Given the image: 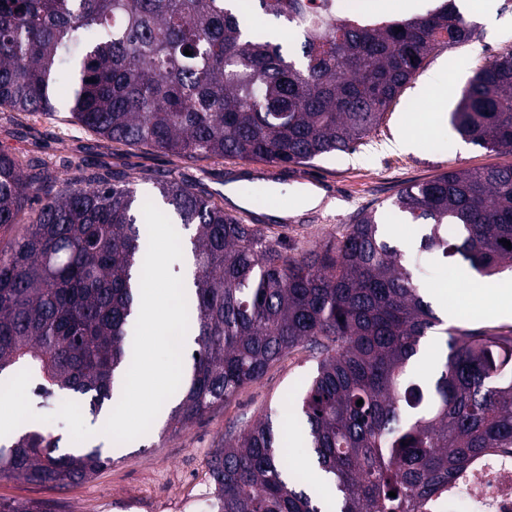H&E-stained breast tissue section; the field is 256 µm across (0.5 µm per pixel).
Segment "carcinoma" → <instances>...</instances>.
<instances>
[{
  "instance_id": "carcinoma-1",
  "label": "carcinoma",
  "mask_w": 512,
  "mask_h": 512,
  "mask_svg": "<svg viewBox=\"0 0 512 512\" xmlns=\"http://www.w3.org/2000/svg\"><path fill=\"white\" fill-rule=\"evenodd\" d=\"M261 15L292 33L295 51L269 39ZM474 31L454 0L373 27L315 0H0V107L52 115L65 83L72 120L110 141L308 164L356 151L423 63ZM450 122L476 146L512 151V51L466 80ZM158 185L155 205L193 230L185 292L195 349L171 431L306 349L316 375L297 411L337 512H420L481 455L512 448V329L447 333L434 379L419 380L412 360L440 320L375 214L292 256L206 190ZM147 199L128 181L96 177L56 189L43 170L0 154V227L24 225L0 254V382L28 369L39 393L94 417L113 399L132 360ZM395 207L425 226L421 252L458 256L483 278L512 271L500 243L512 241V167L445 172L403 188ZM109 462L99 446L61 450L36 421L0 443V479L80 483ZM209 473L217 512H322L268 415L226 436ZM0 512L48 510L0 500Z\"/></svg>"
}]
</instances>
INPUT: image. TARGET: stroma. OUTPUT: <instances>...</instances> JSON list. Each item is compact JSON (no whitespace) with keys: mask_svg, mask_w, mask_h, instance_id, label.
Instances as JSON below:
<instances>
[{"mask_svg":"<svg viewBox=\"0 0 512 512\" xmlns=\"http://www.w3.org/2000/svg\"><path fill=\"white\" fill-rule=\"evenodd\" d=\"M457 5L477 27L474 40L428 59L389 107L378 130L350 154L308 165L231 157L195 160L104 139L71 122L63 107L50 116L0 107V152L22 164L39 165L59 184L97 174L134 182L143 191L153 190L166 177L204 188L215 205L262 225L291 253L326 243L366 209L386 223L389 240L412 256L423 233L421 225L391 218V203L402 188L452 169L512 165V152L474 146L449 123L465 79L512 50V0H488L482 8L472 0H457ZM415 113L426 114V128L413 147L398 148V141L411 133L408 119ZM229 183L236 185L241 204H231L225 197ZM309 187L324 195L322 205L314 209L302 208L297 196L298 190ZM283 207L287 216H274V209ZM462 267L456 258L423 263L419 282L432 308H439L444 293L457 308L454 326L512 328V317H498L473 305L468 286L459 277ZM316 365L308 351L293 352L187 429L167 431L159 416L148 433L117 448L99 434V421L85 415L86 425L96 431L87 446H102L111 463L82 483L0 479V500L46 501L54 512H191L195 495L212 488L208 461L223 445L225 432L244 429L268 413L277 422L279 444L289 463L305 468V425L293 403L306 391Z\"/></svg>","mask_w":512,"mask_h":512,"instance_id":"stroma-1","label":"stroma"}]
</instances>
